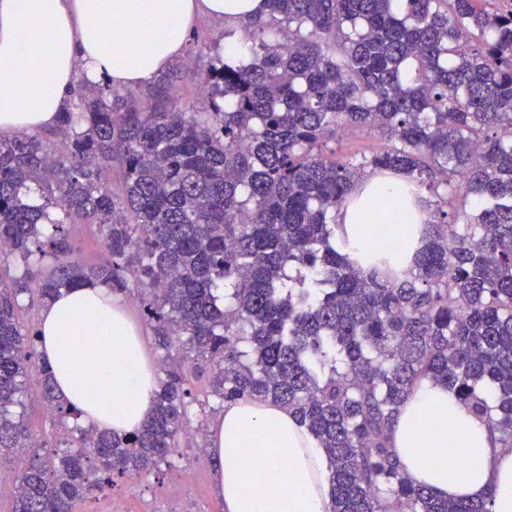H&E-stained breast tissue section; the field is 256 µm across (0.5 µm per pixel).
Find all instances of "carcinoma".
<instances>
[{"label":"carcinoma","instance_id":"obj_1","mask_svg":"<svg viewBox=\"0 0 512 512\" xmlns=\"http://www.w3.org/2000/svg\"><path fill=\"white\" fill-rule=\"evenodd\" d=\"M489 2L265 0L189 50L202 69L142 94L75 87L58 146L0 136V265L22 264L0 278V460L28 458L12 512H73L203 433L194 407L251 399L324 448L331 512H492L413 483L392 448L401 404L431 380L512 451V7ZM182 73L207 95L176 110ZM365 128L388 147L336 157ZM392 171L439 202L406 272L336 242L356 185ZM406 194L377 200L375 220L397 223ZM78 224L98 226L101 264L78 257ZM100 285L140 303L164 351L154 412L124 436L58 398L16 316L24 298ZM34 397L61 427L52 445L27 431Z\"/></svg>","mask_w":512,"mask_h":512}]
</instances>
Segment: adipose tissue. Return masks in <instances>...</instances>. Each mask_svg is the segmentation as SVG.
<instances>
[{
    "label": "adipose tissue",
    "mask_w": 512,
    "mask_h": 512,
    "mask_svg": "<svg viewBox=\"0 0 512 512\" xmlns=\"http://www.w3.org/2000/svg\"><path fill=\"white\" fill-rule=\"evenodd\" d=\"M263 9V0H0V133L56 129L76 79L117 88L150 81L181 53L199 15L240 22ZM406 182L400 173L362 181L337 217L339 234L413 257L422 245L420 205L405 212V224L380 222L371 236L357 235L377 191ZM82 322L91 328L86 345L75 340ZM40 332L55 391L85 423L124 435L149 418L154 368L111 289L66 292L44 309ZM393 446L416 484L448 498L488 497L492 512H512V452L445 386L414 387ZM210 451L224 512H331L325 452L287 409L261 400L225 406L210 428Z\"/></svg>",
    "instance_id": "obj_1"
}]
</instances>
